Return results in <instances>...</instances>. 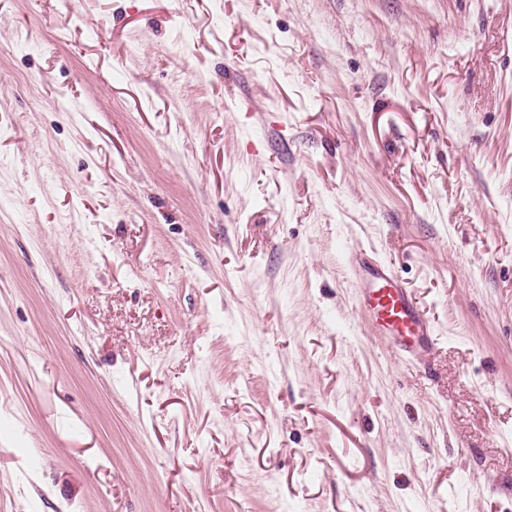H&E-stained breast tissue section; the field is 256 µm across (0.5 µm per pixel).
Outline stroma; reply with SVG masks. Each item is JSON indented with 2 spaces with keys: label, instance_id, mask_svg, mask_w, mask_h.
<instances>
[{
  "label": "stroma",
  "instance_id": "obj_1",
  "mask_svg": "<svg viewBox=\"0 0 512 512\" xmlns=\"http://www.w3.org/2000/svg\"><path fill=\"white\" fill-rule=\"evenodd\" d=\"M0 512H512V0H0ZM351 264L357 280V305L373 336L387 340L404 361L428 351L434 341V329L391 263L358 247L351 254Z\"/></svg>",
  "mask_w": 512,
  "mask_h": 512
}]
</instances>
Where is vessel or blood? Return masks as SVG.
Returning a JSON list of instances; mask_svg holds the SVG:
<instances>
[{
    "mask_svg": "<svg viewBox=\"0 0 512 512\" xmlns=\"http://www.w3.org/2000/svg\"><path fill=\"white\" fill-rule=\"evenodd\" d=\"M356 276L357 305L371 333L409 361L428 351L434 329L417 302L399 280L391 263L359 247L351 255Z\"/></svg>",
    "mask_w": 512,
    "mask_h": 512,
    "instance_id": "obj_1",
    "label": "vessel or blood"
}]
</instances>
